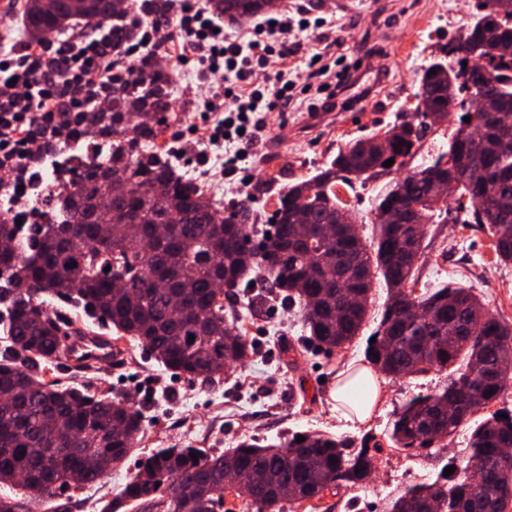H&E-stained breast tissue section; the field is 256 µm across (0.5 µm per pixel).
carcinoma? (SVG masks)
<instances>
[{"label": "carcinoma", "instance_id": "1", "mask_svg": "<svg viewBox=\"0 0 512 512\" xmlns=\"http://www.w3.org/2000/svg\"><path fill=\"white\" fill-rule=\"evenodd\" d=\"M271 2L217 0L216 10L245 18ZM476 9L468 28L481 45L479 56L496 71V83L483 95L505 111L466 110L474 95L463 68L468 58L449 42L456 66L433 62L419 74L413 96L428 104L421 120L404 117L381 136L353 139L316 174L288 184L278 194L271 232L258 224L250 200L217 203L179 174L167 154L137 150L139 139L160 137L172 118L168 77L155 73L147 59L90 112L35 113L28 135L40 143V153L55 150L64 137L107 136L112 166L76 180L61 222L35 225L26 241H18L17 225L0 222V241L15 244L14 251L0 252V313L9 318V336L0 346V485L24 490L20 497L1 496L0 512H27L31 498L62 512L65 492L93 485L123 466L146 429L141 411L124 397L90 384L46 380L45 369L63 348L59 318L40 306L42 298L70 301L80 306L87 325L103 320L165 368L213 383L223 379L229 363L253 352L236 314L224 309L226 302L251 311L263 306L262 298L247 293L253 273L298 307L307 339L329 349L358 336L372 283L382 278L390 296L376 342L367 345L368 361L392 378L446 374L443 385L402 404L387 439L437 460L438 442L474 423L467 461L442 460L432 479L397 493L385 512L512 510V414L474 419L512 387V326L467 288L443 285L408 298L403 289L417 283L424 238L414 240L412 255L402 259L405 241L392 238L388 224H375L370 241L350 234L355 207L338 190L405 166L415 144L436 126L435 112L457 108L470 121L459 120L448 151L390 184L376 210L403 187L421 224L444 223L448 206L432 191L428 172L452 160L461 145L478 182L448 184V196L471 204L453 221L488 225L497 262L512 265V0H477ZM169 10V0H146L137 11L129 0H26L24 22L39 35L80 20L110 18L117 48L139 41L144 16L164 19ZM389 159L394 166H384ZM115 177L126 184L124 192L113 193ZM485 184L492 192L489 210L480 203ZM409 299L426 316L396 309ZM300 435L305 441L298 443ZM86 448L96 449L92 463L84 458ZM381 450L369 435L357 442L299 431L266 445L242 439L225 452L160 448L141 454L102 512L129 505L138 512H220L224 470L232 467L241 476L232 493L249 512H294L293 505L318 500L327 490L359 487ZM449 466L455 471L446 477Z\"/></svg>", "mask_w": 512, "mask_h": 512}]
</instances>
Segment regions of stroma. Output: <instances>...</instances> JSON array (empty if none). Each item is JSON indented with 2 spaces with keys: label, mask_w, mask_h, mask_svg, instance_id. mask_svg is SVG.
I'll list each match as a JSON object with an SVG mask.
<instances>
[{
  "label": "stroma",
  "mask_w": 512,
  "mask_h": 512,
  "mask_svg": "<svg viewBox=\"0 0 512 512\" xmlns=\"http://www.w3.org/2000/svg\"><path fill=\"white\" fill-rule=\"evenodd\" d=\"M308 17L326 19L340 40L339 53L355 62L352 78L370 95L354 108L327 113L312 124L306 113L292 112L287 126L277 113L266 115L265 140L243 174L224 177V199L254 194L259 183L270 182L267 195L256 203L260 221H267L284 185L312 176L352 139L383 132L401 107H414L412 93L417 70L443 57L448 41L471 19L476 0H298ZM427 247L419 268L420 288L456 284L472 289L499 317L512 322V269L497 264L484 224H430ZM255 293L265 297L255 314L239 325L253 345L244 364L228 370L213 384L191 381L166 371L147 358L141 347L127 348L112 366L102 367L99 385L127 396L142 409L148 434L139 452L154 448L235 447L248 436L275 441L287 431L329 432L359 437L382 435L394 412L411 395L442 384L431 373L394 380L381 377V398L363 423L346 420L345 406L331 397L347 365L365 366L366 342L376 331L389 299L383 279L372 284L370 311L353 344L333 352L304 350L297 309L277 297L270 282L260 280ZM162 384L156 399L135 391L128 375ZM194 421L197 431L187 436L182 425ZM376 469L386 483L384 498L419 483L421 474H434L431 460L382 444Z\"/></svg>",
  "instance_id": "obj_1"
}]
</instances>
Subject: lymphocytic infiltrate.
<instances>
[{
  "mask_svg": "<svg viewBox=\"0 0 512 512\" xmlns=\"http://www.w3.org/2000/svg\"><path fill=\"white\" fill-rule=\"evenodd\" d=\"M171 14L179 19L184 48L203 72L206 105L192 132L212 145H236V153L224 158L226 171L257 148L265 113L284 117L302 106L310 112L335 109L337 92L349 77L344 56L323 47L318 56L306 58L305 81L293 77L297 65L288 37L304 28L300 10L254 22L241 40L217 31L216 21L196 10L192 0H172ZM160 31L146 23L138 44L116 48L111 23H94L77 35L42 36L34 47L1 54L0 155L13 157L32 148L26 129L33 113L88 111L116 78L128 76L134 63L152 52ZM219 74L224 77L220 84L214 81Z\"/></svg>",
  "mask_w": 512,
  "mask_h": 512,
  "instance_id": "lymphocytic-infiltrate-1",
  "label": "lymphocytic infiltrate"
}]
</instances>
